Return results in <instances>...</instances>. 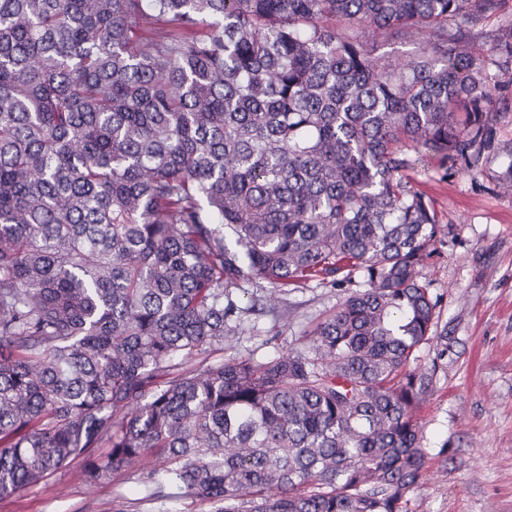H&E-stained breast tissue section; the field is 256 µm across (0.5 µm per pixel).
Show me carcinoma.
<instances>
[{"label":"carcinoma","mask_w":512,"mask_h":512,"mask_svg":"<svg viewBox=\"0 0 512 512\" xmlns=\"http://www.w3.org/2000/svg\"><path fill=\"white\" fill-rule=\"evenodd\" d=\"M501 2L0 0V498L153 456L215 512H405L438 227L403 171L512 111V19L470 50ZM356 273L310 353L178 371L240 282Z\"/></svg>","instance_id":"carcinoma-1"}]
</instances>
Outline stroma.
Listing matches in <instances>:
<instances>
[{
	"label": "stroma",
	"instance_id": "1",
	"mask_svg": "<svg viewBox=\"0 0 512 512\" xmlns=\"http://www.w3.org/2000/svg\"><path fill=\"white\" fill-rule=\"evenodd\" d=\"M404 176L436 213L440 232L419 279L437 301V332L415 353L431 371L419 421L427 465L408 512H512V112L503 113L476 176L427 154ZM261 279L241 282L244 313L231 343L212 345L191 367L228 358L263 362L308 352L309 333L333 313L344 288L312 280L280 295L275 308L250 310L266 296ZM154 467L113 475L91 486L78 465L0 499V512H210L209 504L171 486L150 496Z\"/></svg>",
	"mask_w": 512,
	"mask_h": 512
}]
</instances>
